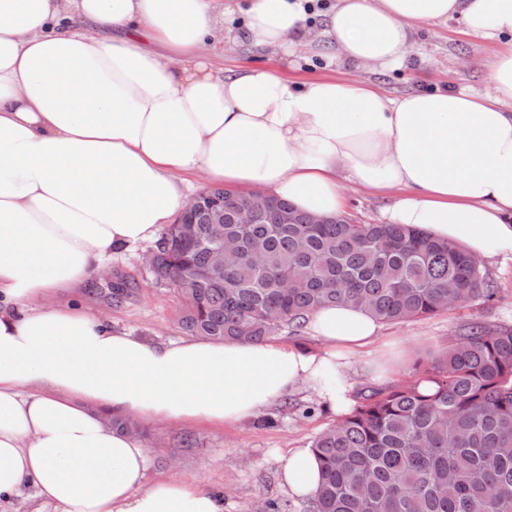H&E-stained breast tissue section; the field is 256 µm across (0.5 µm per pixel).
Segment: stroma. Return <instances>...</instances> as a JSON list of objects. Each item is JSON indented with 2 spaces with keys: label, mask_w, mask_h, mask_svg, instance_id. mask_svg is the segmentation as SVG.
Segmentation results:
<instances>
[{
  "label": "stroma",
  "mask_w": 512,
  "mask_h": 512,
  "mask_svg": "<svg viewBox=\"0 0 512 512\" xmlns=\"http://www.w3.org/2000/svg\"><path fill=\"white\" fill-rule=\"evenodd\" d=\"M497 42L465 33L458 20L419 24L415 44L406 63L393 69L363 70L360 78L388 92L429 90L491 93L493 85L487 65L499 51ZM265 66L285 71L294 80H309L327 71L326 61L298 53L282 54L258 47L239 46L224 54V67L238 70ZM154 242H144L118 251L106 261L113 280L126 282L130 291L121 301H112L100 277L88 280L74 296V303L89 313L111 320L113 328L154 341L187 338L179 321L177 294L170 286L156 283L145 262ZM487 279L498 291L496 301H476L451 308L438 315L405 323H386L381 330V353L388 364L385 378L355 362L351 372L350 399H358L361 389L387 388L412 379L415 364L426 354L453 344L467 324L481 321L488 326H512V258H497L485 264ZM309 390L289 395L287 404L268 409L276 418L273 427L253 418L232 426L195 423L149 427L143 441L150 450L148 482H156L176 472L197 482L203 489L222 493L224 512H243L256 500L276 498L287 502L289 512H308L309 501L289 494L280 480L282 458L293 448L309 447L313 439L335 417L317 408L313 417H302L298 405H315ZM193 447H186V440Z\"/></svg>",
  "instance_id": "1"
}]
</instances>
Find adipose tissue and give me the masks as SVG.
Masks as SVG:
<instances>
[{
  "mask_svg": "<svg viewBox=\"0 0 512 512\" xmlns=\"http://www.w3.org/2000/svg\"><path fill=\"white\" fill-rule=\"evenodd\" d=\"M306 0H0V505L24 493L54 512H224L221 495L171 476L118 416L233 424L310 388L348 403L353 358L378 339L367 310L326 306L310 350L192 337L155 342L51 304L112 252L154 239L195 180L257 189L330 219L348 183L390 199L406 224L494 260L512 256V0H335L320 27ZM243 9V32L225 30ZM455 18L506 39L493 94L224 72L229 43L291 55L327 47L353 69L402 65L417 23ZM281 481L310 496L309 448Z\"/></svg>",
  "mask_w": 512,
  "mask_h": 512,
  "instance_id": "adipose-tissue-1",
  "label": "adipose tissue"
}]
</instances>
